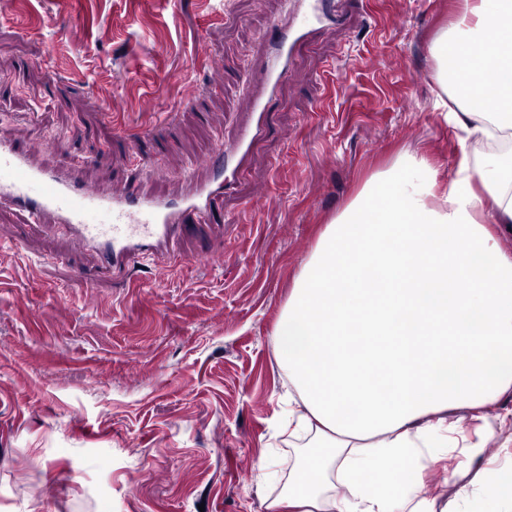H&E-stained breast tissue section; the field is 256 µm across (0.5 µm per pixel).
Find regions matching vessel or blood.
<instances>
[{
    "mask_svg": "<svg viewBox=\"0 0 512 512\" xmlns=\"http://www.w3.org/2000/svg\"><path fill=\"white\" fill-rule=\"evenodd\" d=\"M342 0H296L298 23L281 29L251 92L235 140L218 147L208 162L209 174L183 177L176 197L130 196L119 187L87 184L67 165L46 170L30 153L0 139V208L15 205L32 223L49 222L74 248L90 252L96 273H125L145 255L163 256L195 225L207 222L215 202L232 185L267 124L266 105L292 68L297 45L315 32L343 22Z\"/></svg>",
    "mask_w": 512,
    "mask_h": 512,
    "instance_id": "1",
    "label": "vessel or blood"
}]
</instances>
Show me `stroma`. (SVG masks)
Returning <instances> with one entry per match:
<instances>
[{
  "label": "stroma",
  "instance_id": "35a3bbf8",
  "mask_svg": "<svg viewBox=\"0 0 512 512\" xmlns=\"http://www.w3.org/2000/svg\"><path fill=\"white\" fill-rule=\"evenodd\" d=\"M453 0H351L267 105L211 222L87 283L0 211V512H265L288 466L274 329L331 223L398 155L452 174L430 52ZM289 0H0V137L87 180L177 194L230 142ZM164 174L157 175L153 166ZM97 305H90L87 293Z\"/></svg>",
  "mask_w": 512,
  "mask_h": 512
}]
</instances>
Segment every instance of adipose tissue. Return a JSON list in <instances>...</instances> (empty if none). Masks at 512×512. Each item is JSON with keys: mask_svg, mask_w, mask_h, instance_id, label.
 Instances as JSON below:
<instances>
[{"mask_svg": "<svg viewBox=\"0 0 512 512\" xmlns=\"http://www.w3.org/2000/svg\"><path fill=\"white\" fill-rule=\"evenodd\" d=\"M512 0H459L431 46L438 107L461 133L454 174L406 153L321 233L277 323L302 443L266 512H512V464L462 470L417 497L430 448L482 459L512 446ZM482 97L483 108L472 106Z\"/></svg>", "mask_w": 512, "mask_h": 512, "instance_id": "obj_1", "label": "adipose tissue"}]
</instances>
